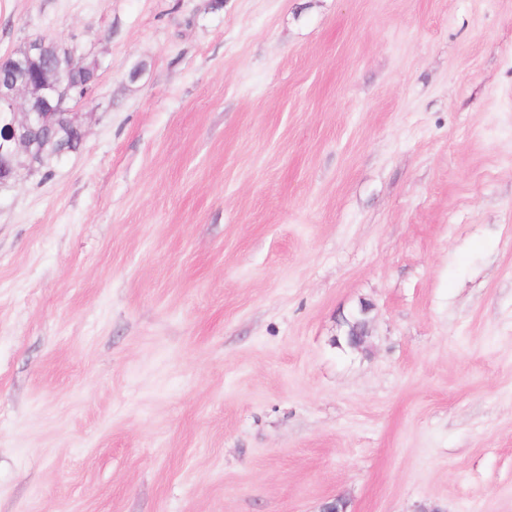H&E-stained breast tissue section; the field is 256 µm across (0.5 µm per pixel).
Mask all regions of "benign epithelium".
I'll return each instance as SVG.
<instances>
[{
  "label": "benign epithelium",
  "instance_id": "benign-epithelium-1",
  "mask_svg": "<svg viewBox=\"0 0 512 512\" xmlns=\"http://www.w3.org/2000/svg\"><path fill=\"white\" fill-rule=\"evenodd\" d=\"M44 41L41 36L30 39L22 59L9 55L0 59L11 71L0 80V185L15 178L22 157L31 170L42 164L58 126L81 125L75 107L82 99L74 93L69 72L50 69L35 79L29 74L32 62L42 55ZM371 309V304H361L363 319L347 331L354 348L369 336Z\"/></svg>",
  "mask_w": 512,
  "mask_h": 512
}]
</instances>
